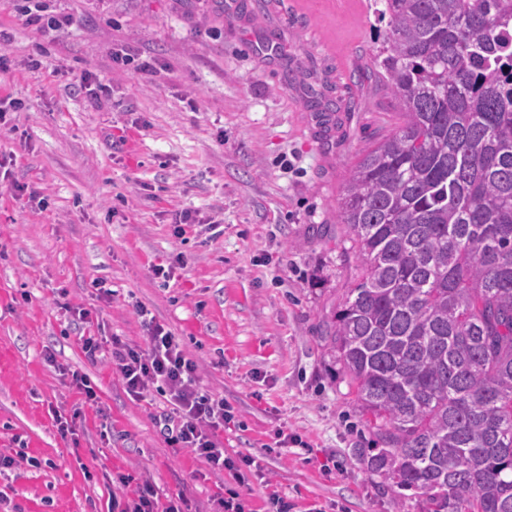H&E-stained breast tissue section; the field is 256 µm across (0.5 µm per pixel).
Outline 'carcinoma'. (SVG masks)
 Wrapping results in <instances>:
<instances>
[{
  "instance_id": "carcinoma-1",
  "label": "carcinoma",
  "mask_w": 512,
  "mask_h": 512,
  "mask_svg": "<svg viewBox=\"0 0 512 512\" xmlns=\"http://www.w3.org/2000/svg\"><path fill=\"white\" fill-rule=\"evenodd\" d=\"M398 106L340 198L360 279L323 336L427 512H512V0H381Z\"/></svg>"
}]
</instances>
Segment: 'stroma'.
Here are the masks:
<instances>
[{"label":"stroma","mask_w":512,"mask_h":512,"mask_svg":"<svg viewBox=\"0 0 512 512\" xmlns=\"http://www.w3.org/2000/svg\"><path fill=\"white\" fill-rule=\"evenodd\" d=\"M372 2L0 0V98L22 104L0 122V512H107L145 482L184 512L231 491L251 512L273 491L291 512H426L368 472L372 435L321 339L358 276L337 201L396 120L356 77L385 29ZM186 210L196 223L176 227ZM141 306L232 406L224 446L264 479L171 448L161 397L134 400L85 356L86 334L143 344ZM281 432L299 443L277 454Z\"/></svg>","instance_id":"stroma-1"}]
</instances>
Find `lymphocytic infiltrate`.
<instances>
[{"label": "lymphocytic infiltrate", "mask_w": 512, "mask_h": 512, "mask_svg": "<svg viewBox=\"0 0 512 512\" xmlns=\"http://www.w3.org/2000/svg\"><path fill=\"white\" fill-rule=\"evenodd\" d=\"M144 345H132L112 337L111 362L126 392L137 400L149 393L164 397L166 408L156 418L168 444L187 448L215 470L228 471L234 480L247 484L260 468L247 456L226 454L217 434L232 419L229 406L200 385L198 365L189 358L178 337L154 320H146Z\"/></svg>", "instance_id": "lymphocytic-infiltrate-1"}]
</instances>
